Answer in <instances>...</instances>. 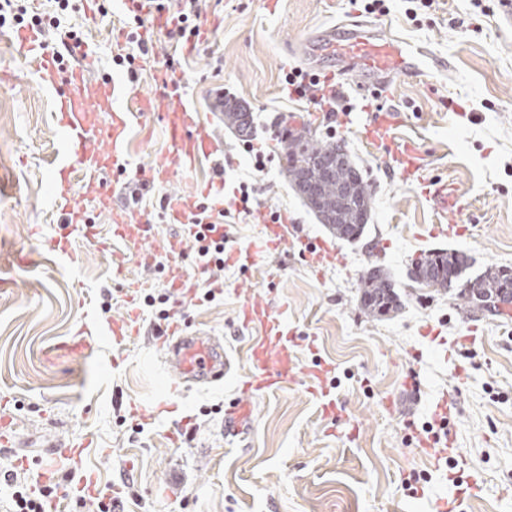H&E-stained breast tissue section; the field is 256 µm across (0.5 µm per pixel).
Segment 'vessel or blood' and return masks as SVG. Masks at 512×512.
<instances>
[{
    "mask_svg": "<svg viewBox=\"0 0 512 512\" xmlns=\"http://www.w3.org/2000/svg\"><path fill=\"white\" fill-rule=\"evenodd\" d=\"M14 41L32 74L44 81L54 78L56 55L48 51L43 32L30 28L20 29L15 32ZM79 54L84 64L66 76L68 89L60 93L58 100V133L67 158L53 167L49 178V194L54 201L61 204L68 202L69 195L58 191L56 184L60 181H72L74 169L70 164L71 158H78L80 164L84 165L97 157L93 142L98 131L82 95L83 88H86L85 67L93 63L94 50L85 45L81 47ZM305 55L310 60L323 57L345 74L360 70L363 85L368 89L387 87L391 78L397 75L421 74L431 60L426 48L412 45L392 35L380 34L374 29L372 22L354 19L317 31L308 42ZM90 90L100 100H120L124 103L121 110L113 112L112 122L105 131L109 149L101 159L103 164L125 168L130 160L121 133L134 116L129 105L131 97L128 87L123 81L112 80L97 84ZM193 125V120L182 113L171 123L169 129L171 142L180 155L189 160L208 156L217 149L216 143L208 135L192 134ZM397 160L402 176L422 184L424 194L442 216L440 233L448 237L463 236L466 227L454 219L458 200L451 185L427 177L412 153L398 154ZM166 209L171 221L180 225L182 233H195L196 228L190 223V206L180 200L171 199L168 200ZM113 219V236L141 240L149 238L151 234V224L131 219L125 212H114ZM281 244L280 226L274 223L268 225L264 238L259 242L230 248L227 260L232 264L251 266L259 253L278 250ZM242 322L246 325L257 324L261 329V335L251 349L256 368L250 381L251 386L257 390L281 386L291 369V338L281 318L261 304L247 303L242 309ZM159 334L169 367L186 386L221 381L230 371L231 362L224 356V345L215 337L198 331L179 332L172 326L161 328ZM251 414L252 407L247 400L239 397L232 399L224 412L226 436L244 438L251 427Z\"/></svg>",
    "mask_w": 512,
    "mask_h": 512,
    "instance_id": "vessel-or-blood-1",
    "label": "vessel or blood"
}]
</instances>
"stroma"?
Segmentation results:
<instances>
[{"label":"stroma","instance_id":"obj_1","mask_svg":"<svg viewBox=\"0 0 512 512\" xmlns=\"http://www.w3.org/2000/svg\"><path fill=\"white\" fill-rule=\"evenodd\" d=\"M65 26L94 45L89 84L125 80L154 107L136 117L129 134L133 165L170 170L166 183L146 193L138 217L155 226L142 242L112 235L99 197L123 208L119 172L95 182L76 176L69 208L47 192L59 158L55 89L18 70L13 27L0 28V414L14 417V445L0 448V466L37 474L51 443L80 448L68 463L76 476H94L102 493L120 492L124 512H429L430 501L464 489L469 475L484 485L464 512H512V319L465 310L454 291L436 293L411 277L412 261L433 249L466 254L463 275L512 267V27L498 0H433L409 14L407 0H386L372 19L385 34L426 47L432 70L395 76L388 92L372 97L346 78L336 81V111L290 94L284 77L310 70L305 41L318 28L362 13L357 0H200L199 35L192 53L169 41L165 29L144 24L148 56L132 68L115 65L127 43L126 5L73 0ZM185 83L187 111L201 132L222 144L223 158L183 167L167 136L176 110L161 96L157 71L168 58ZM245 106L250 139L224 124L218 100ZM395 123L376 142L365 125L377 109ZM340 142L360 166L373 194L362 236L340 240L318 223L283 172L281 125L302 124ZM411 146L429 176L455 188L464 236L433 235L440 216L393 168L394 150ZM266 156L253 167V148ZM224 185L227 245L246 244L265 231L270 216L287 213L294 229L278 251L248 268L225 266L224 293L191 301L171 289L167 269L202 278L192 243L170 251L176 225L159 201L205 202L204 190ZM254 190L256 209L245 214L233 192ZM77 216L111 239L102 252L88 242L63 255L57 239L64 219ZM324 240L336 251L329 264L307 254ZM155 257L152 267L141 253ZM31 259L17 265L18 256ZM385 270L398 311L370 318L360 305V279ZM169 294L180 323L214 334L235 366L223 385L186 388L161 359L155 310L145 295ZM253 301L282 317L295 341V374L286 389L245 390L254 372L251 346L261 331L244 327L241 308ZM137 310L138 333L117 344L107 336L114 318ZM82 350L58 355L54 344L81 337ZM475 333V342L458 337ZM322 374L337 400L324 412L308 374ZM242 397L253 409L244 441L224 439L223 407ZM448 402V417L437 405ZM447 423L449 456L465 468L434 470L439 446L433 427Z\"/></svg>","mask_w":512,"mask_h":512}]
</instances>
